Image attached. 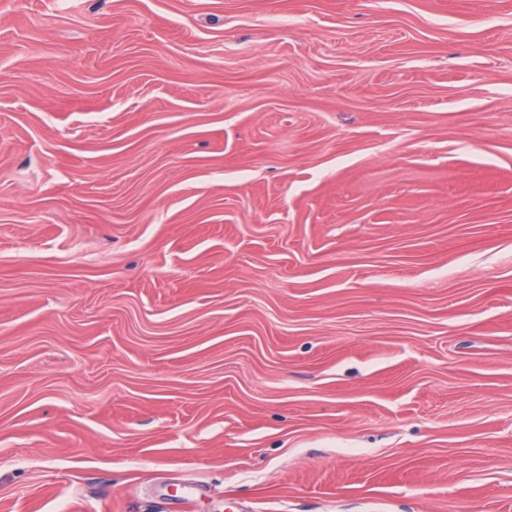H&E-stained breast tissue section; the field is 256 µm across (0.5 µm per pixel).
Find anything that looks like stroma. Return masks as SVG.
Wrapping results in <instances>:
<instances>
[{
    "label": "stroma",
    "instance_id": "stroma-1",
    "mask_svg": "<svg viewBox=\"0 0 512 512\" xmlns=\"http://www.w3.org/2000/svg\"><path fill=\"white\" fill-rule=\"evenodd\" d=\"M0 512H512V0H0Z\"/></svg>",
    "mask_w": 512,
    "mask_h": 512
}]
</instances>
